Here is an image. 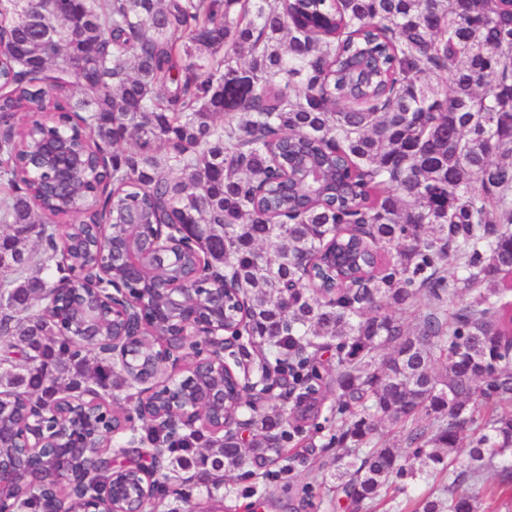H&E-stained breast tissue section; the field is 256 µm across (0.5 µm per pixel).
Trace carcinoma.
Segmentation results:
<instances>
[{
    "label": "carcinoma",
    "instance_id": "obj_1",
    "mask_svg": "<svg viewBox=\"0 0 512 512\" xmlns=\"http://www.w3.org/2000/svg\"><path fill=\"white\" fill-rule=\"evenodd\" d=\"M89 98L72 101L63 88ZM61 133L102 163L72 200L40 206L24 161ZM316 165L343 161L347 188L310 180L288 192L290 138ZM176 221L182 257L204 297L224 267L233 289L224 327L279 376L292 419L241 409L249 437L190 426L179 437L124 417L139 447L112 434L102 406L95 461L25 474L20 507L42 510L100 492L114 456L167 449L158 486L198 468L212 499L224 475L273 448L302 446L324 402L340 424L330 478L356 508L409 482L448 474L442 497L416 512H490L512 502V467L483 489L495 457H512V0H0V413L50 404L92 383L121 387L66 319L45 313L72 261L97 273L90 224L131 209ZM77 225L70 256L56 224ZM41 241L42 249L22 243ZM460 272L453 281L446 273ZM472 300L447 311L449 290ZM426 309L417 330L407 309ZM396 426L408 459L381 445ZM468 441L469 466L455 454Z\"/></svg>",
    "mask_w": 512,
    "mask_h": 512
}]
</instances>
